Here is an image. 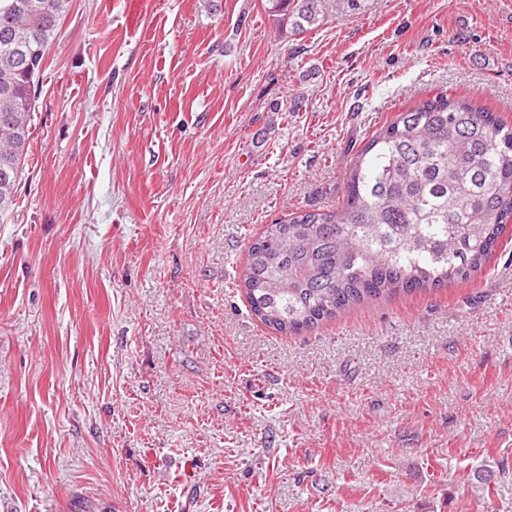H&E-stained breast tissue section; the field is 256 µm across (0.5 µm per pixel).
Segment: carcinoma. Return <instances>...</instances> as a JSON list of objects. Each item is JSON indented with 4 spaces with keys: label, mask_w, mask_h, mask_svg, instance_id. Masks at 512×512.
<instances>
[{
    "label": "carcinoma",
    "mask_w": 512,
    "mask_h": 512,
    "mask_svg": "<svg viewBox=\"0 0 512 512\" xmlns=\"http://www.w3.org/2000/svg\"><path fill=\"white\" fill-rule=\"evenodd\" d=\"M70 0H0V215L16 205L46 55ZM336 0H265L285 33L336 12ZM512 223V125L469 94L398 114L349 167L343 203L298 212L254 240L241 287L284 334L354 307L428 292L485 270Z\"/></svg>",
    "instance_id": "obj_1"
}]
</instances>
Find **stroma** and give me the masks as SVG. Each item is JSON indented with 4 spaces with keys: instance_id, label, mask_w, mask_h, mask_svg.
<instances>
[{
    "instance_id": "stroma-1",
    "label": "stroma",
    "mask_w": 512,
    "mask_h": 512,
    "mask_svg": "<svg viewBox=\"0 0 512 512\" xmlns=\"http://www.w3.org/2000/svg\"><path fill=\"white\" fill-rule=\"evenodd\" d=\"M512 124V0H72L0 216V512H512V231L299 335L239 286L421 99ZM488 471V490L473 479ZM337 0H265L264 7L286 34L300 35L336 12Z\"/></svg>"
}]
</instances>
